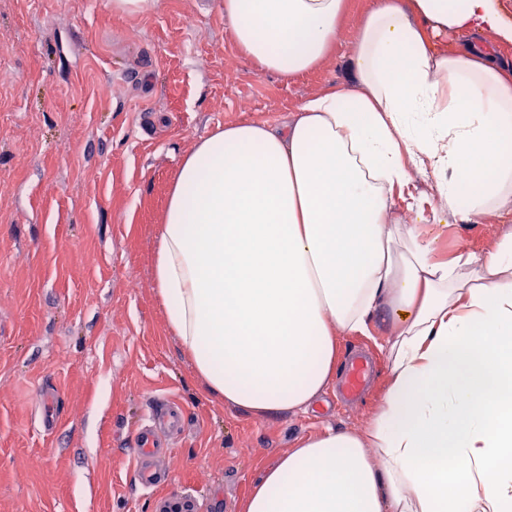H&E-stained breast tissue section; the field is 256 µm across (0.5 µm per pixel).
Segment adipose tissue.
<instances>
[{
	"label": "adipose tissue",
	"mask_w": 512,
	"mask_h": 512,
	"mask_svg": "<svg viewBox=\"0 0 512 512\" xmlns=\"http://www.w3.org/2000/svg\"><path fill=\"white\" fill-rule=\"evenodd\" d=\"M346 10L224 0V24L288 80L331 55ZM479 32L512 46L498 0H371L351 87L183 157L153 279L209 394L257 419L307 411L339 337L386 327L367 429L302 439L239 512H512V67L445 43ZM447 215L503 225L484 255L443 258L429 227Z\"/></svg>",
	"instance_id": "1"
}]
</instances>
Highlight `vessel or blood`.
Masks as SVG:
<instances>
[{
	"label": "vessel or blood",
	"mask_w": 512,
	"mask_h": 512,
	"mask_svg": "<svg viewBox=\"0 0 512 512\" xmlns=\"http://www.w3.org/2000/svg\"><path fill=\"white\" fill-rule=\"evenodd\" d=\"M182 427L181 412L172 399H158L151 404L147 420L138 428L134 440L135 478L142 489H154L169 482L170 475L163 466L169 451L162 447L158 431L165 428L178 432ZM201 508L200 501L189 492L174 499L165 495L156 503L157 512H200Z\"/></svg>",
	"instance_id": "b4317fda"
}]
</instances>
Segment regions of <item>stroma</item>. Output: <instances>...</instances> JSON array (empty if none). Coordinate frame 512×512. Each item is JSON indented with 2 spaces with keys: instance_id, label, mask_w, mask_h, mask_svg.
Wrapping results in <instances>:
<instances>
[{
  "instance_id": "35a3bbf8",
  "label": "stroma",
  "mask_w": 512,
  "mask_h": 512,
  "mask_svg": "<svg viewBox=\"0 0 512 512\" xmlns=\"http://www.w3.org/2000/svg\"><path fill=\"white\" fill-rule=\"evenodd\" d=\"M369 3L349 0L332 56L285 81L233 47L222 0L136 14L112 0H0V512H155L128 448L156 397L191 425L172 443L169 490L202 512H236L301 439L368 425L387 368L363 336L342 337L339 375L305 413L257 420L207 394L166 327L153 263L184 154L224 124H274L345 87ZM500 229L441 225L437 244L480 255ZM364 358L374 371L346 399L343 376Z\"/></svg>"
}]
</instances>
